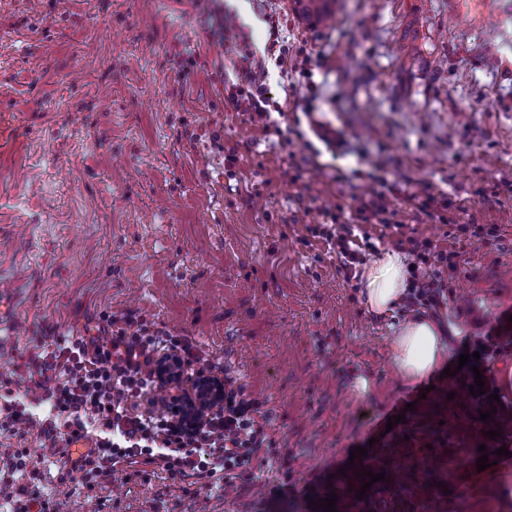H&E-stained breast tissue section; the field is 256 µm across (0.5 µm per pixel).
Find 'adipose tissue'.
<instances>
[{
    "instance_id": "obj_1",
    "label": "adipose tissue",
    "mask_w": 512,
    "mask_h": 512,
    "mask_svg": "<svg viewBox=\"0 0 512 512\" xmlns=\"http://www.w3.org/2000/svg\"><path fill=\"white\" fill-rule=\"evenodd\" d=\"M408 280L404 256L395 250L380 252L363 268L359 299L375 316L394 315L407 293ZM390 349L399 377L408 384L421 381L448 359L446 328L429 317L409 316L400 321Z\"/></svg>"
}]
</instances>
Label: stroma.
I'll return each mask as SVG.
<instances>
[{"instance_id": "35a3bbf8", "label": "stroma", "mask_w": 512, "mask_h": 512, "mask_svg": "<svg viewBox=\"0 0 512 512\" xmlns=\"http://www.w3.org/2000/svg\"><path fill=\"white\" fill-rule=\"evenodd\" d=\"M273 35L288 58L267 62L281 110L267 129L225 110L224 71ZM0 122V372L43 330L132 310L189 337L269 415L249 476L184 491L119 473L95 499L70 494L71 512H325L314 502L343 486L355 447L375 471L387 450L415 466L448 442L440 512H498L469 466L471 422L441 398L450 377L401 384L396 320L366 312L314 230L349 219L366 172L396 183L405 235L457 254L439 310L450 363L491 333L505 343L481 371L512 366V193H492L512 182V0H337L327 28L292 0H0ZM405 191L452 206L431 218ZM457 224L504 238H455ZM362 508L423 512L409 481L373 483Z\"/></svg>"}]
</instances>
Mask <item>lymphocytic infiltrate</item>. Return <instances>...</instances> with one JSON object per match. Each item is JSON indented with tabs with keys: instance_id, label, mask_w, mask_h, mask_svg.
<instances>
[{
	"instance_id": "f902f5d3",
	"label": "lymphocytic infiltrate",
	"mask_w": 512,
	"mask_h": 512,
	"mask_svg": "<svg viewBox=\"0 0 512 512\" xmlns=\"http://www.w3.org/2000/svg\"><path fill=\"white\" fill-rule=\"evenodd\" d=\"M267 71L256 62L227 96L235 111L271 124L270 100L261 83ZM389 186L367 173L351 223L321 228L334 249L345 279L358 275L366 261L353 224L396 223L386 206ZM410 289L403 308L437 312L443 304L446 275L458 270L457 255L435 250L431 241L414 242ZM177 360L178 391L198 374H218L193 342L158 327L135 312L109 315L92 335L66 334L37 346L24 372L0 373V512H64L71 491H93L116 472L142 475L144 468L200 488H210L251 472L268 442L267 419L246 398L233 376L224 377V399L208 409L194 428L174 411L176 395L155 371L161 358ZM87 439V451L72 454V443ZM57 468L58 492H45L44 465Z\"/></svg>"
}]
</instances>
